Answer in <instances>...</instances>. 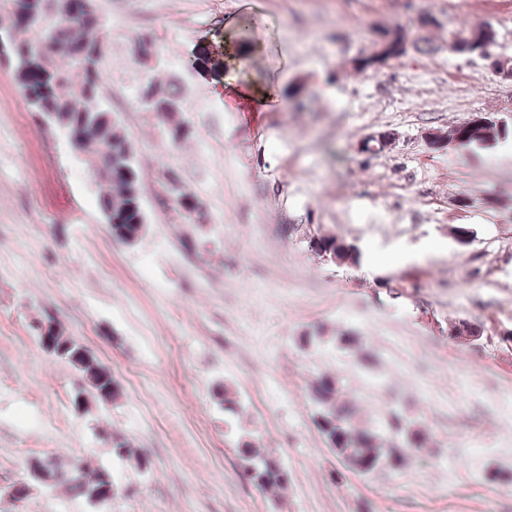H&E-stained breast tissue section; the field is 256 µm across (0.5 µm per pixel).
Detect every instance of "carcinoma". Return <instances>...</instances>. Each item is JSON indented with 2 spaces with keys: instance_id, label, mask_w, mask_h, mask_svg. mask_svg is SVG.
<instances>
[{
  "instance_id": "obj_1",
  "label": "carcinoma",
  "mask_w": 512,
  "mask_h": 512,
  "mask_svg": "<svg viewBox=\"0 0 512 512\" xmlns=\"http://www.w3.org/2000/svg\"><path fill=\"white\" fill-rule=\"evenodd\" d=\"M0 9L7 11L11 26L0 29L9 38L16 54L42 46L32 57L29 67L16 73L19 87L36 112H52L55 122L71 128L77 136V147L88 153V164L97 179L98 206L112 210V238L123 242L139 230L142 199L140 174L132 145L112 111L102 100L103 44L99 32L103 22L92 0H0ZM407 33L399 27L382 32L378 48L368 57L353 61V68L362 71L376 69L388 60L405 54ZM306 87L298 82L288 86L285 97L293 109L305 108ZM139 102L148 112L161 117L174 145L188 137V126L182 118L181 97L153 80L140 89ZM445 136L461 145H490L509 136V128L501 125L494 115L485 122L451 126L448 131L431 134V143ZM164 199L186 224L197 223L198 206L193 196L173 186L181 184L179 177L166 171L160 178ZM316 252L336 257V262L356 263L361 252L356 244L333 237H321L310 242ZM467 336L477 341L483 336L482 327L467 319L452 326L449 337ZM77 348L65 355L67 363L83 375L87 395L106 404L120 396V386L112 371L96 356L72 357ZM343 384L335 375L322 373L309 384L313 423L328 448L343 463L363 476L406 467L412 457L426 444V433L420 423L399 411H389L381 428L359 427L342 399ZM213 396L232 419L238 412L239 401L227 386L218 385ZM112 454L121 460H133L137 466L146 460L134 455L132 444L111 432L104 435ZM241 477L265 492H277L290 482L288 467L273 455L261 453L252 440L241 435L236 443ZM42 471L80 498L107 474L98 469L91 474L63 469L55 459L40 460Z\"/></svg>"
}]
</instances>
